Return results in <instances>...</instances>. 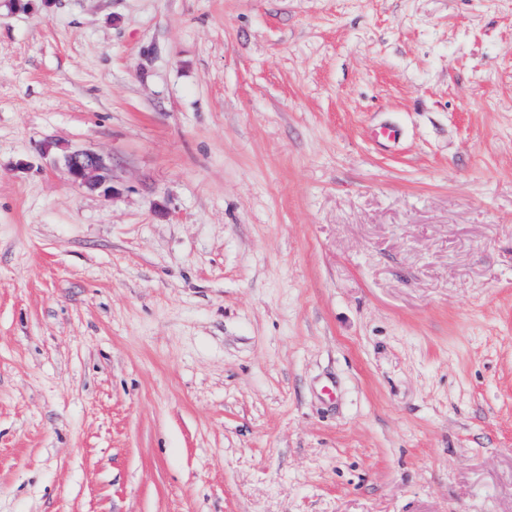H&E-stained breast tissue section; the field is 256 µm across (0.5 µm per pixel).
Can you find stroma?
<instances>
[{
  "instance_id": "stroma-1",
  "label": "stroma",
  "mask_w": 512,
  "mask_h": 512,
  "mask_svg": "<svg viewBox=\"0 0 512 512\" xmlns=\"http://www.w3.org/2000/svg\"><path fill=\"white\" fill-rule=\"evenodd\" d=\"M0 512H512V0H0ZM62 166L73 184L98 188L106 181L108 163L99 153L85 149L65 151L62 155Z\"/></svg>"
}]
</instances>
